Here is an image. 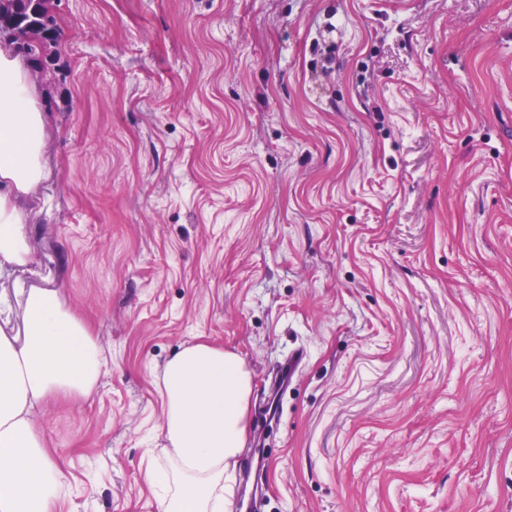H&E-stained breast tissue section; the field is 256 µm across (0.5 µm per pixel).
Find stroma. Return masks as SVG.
<instances>
[{
	"mask_svg": "<svg viewBox=\"0 0 512 512\" xmlns=\"http://www.w3.org/2000/svg\"><path fill=\"white\" fill-rule=\"evenodd\" d=\"M33 259L107 371L56 512H159L160 377L252 376L261 512H512V0H57ZM270 445L254 446L269 379Z\"/></svg>",
	"mask_w": 512,
	"mask_h": 512,
	"instance_id": "1",
	"label": "stroma"
}]
</instances>
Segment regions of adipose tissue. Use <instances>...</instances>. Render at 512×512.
I'll return each instance as SVG.
<instances>
[{"label": "adipose tissue", "mask_w": 512, "mask_h": 512, "mask_svg": "<svg viewBox=\"0 0 512 512\" xmlns=\"http://www.w3.org/2000/svg\"><path fill=\"white\" fill-rule=\"evenodd\" d=\"M47 147L28 67L0 50V261L26 262L30 212L16 200L48 179ZM106 368L87 325L57 291L29 288L20 326L0 328V512H55L64 473L34 409L53 395L89 396ZM161 381L164 462L148 474L160 512H227L245 442L249 372L236 354L200 340L166 361Z\"/></svg>", "instance_id": "1"}]
</instances>
